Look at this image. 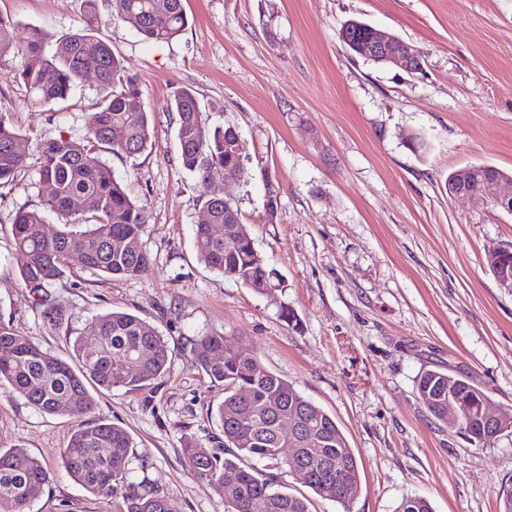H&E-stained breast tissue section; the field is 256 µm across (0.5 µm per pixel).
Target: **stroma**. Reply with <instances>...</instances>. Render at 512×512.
Here are the masks:
<instances>
[{
	"instance_id": "obj_1",
	"label": "stroma",
	"mask_w": 512,
	"mask_h": 512,
	"mask_svg": "<svg viewBox=\"0 0 512 512\" xmlns=\"http://www.w3.org/2000/svg\"><path fill=\"white\" fill-rule=\"evenodd\" d=\"M189 24L169 42L145 40L98 0L95 33L137 77L151 144L107 155L148 223L153 263L141 276L106 279L72 264L47 293L63 306L49 325L19 285L11 227L19 208L41 207L38 144L80 136L100 99L93 75L47 112L7 82L19 57L0 59V112L22 134L25 167L0 187V318L57 355L96 315L128 311L154 324L173 361L145 389L96 395L97 416L124 428L135 448L132 481H146L175 512H225L192 475L187 441L216 447L221 386L193 363L203 333L243 337L262 365L330 415L360 463L348 505L314 498L313 512H397L411 496L434 512H499L512 484V429L492 444L469 442L432 417L415 381L426 370L469 376L512 417V292L487 254L512 241V215L478 197L448 194V176L484 164L512 174V0H183ZM24 46L30 28L52 37L85 24V0H0ZM357 18L414 46L422 70L407 73L350 52L341 24ZM195 91L208 128L235 125L243 145L236 204L276 273L261 295L210 270L193 230L205 198L181 164L177 89ZM417 135L422 151L410 148ZM278 209L265 216L267 184ZM297 317L285 321L280 304ZM76 417L42 413L0 389V449L57 468ZM30 512H126L59 472Z\"/></svg>"
}]
</instances>
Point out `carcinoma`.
Instances as JSON below:
<instances>
[{"mask_svg": "<svg viewBox=\"0 0 512 512\" xmlns=\"http://www.w3.org/2000/svg\"><path fill=\"white\" fill-rule=\"evenodd\" d=\"M84 28L62 35L54 42L33 27L24 48L15 41L16 22L0 14V59L21 55L20 64L7 75L25 88L35 103L48 111L65 100L85 74L88 61L97 63L95 77L101 97L86 117L81 137L59 135L39 143L41 166L38 186L43 208L20 209L12 234L21 257L20 280L30 293L43 297L60 279L72 260L96 275L112 279L144 273L150 263L141 238L147 223L146 209L127 194L103 153L137 156L147 150L151 131L148 112L129 110L139 101L138 80L125 74L110 46L94 34L97 0H85ZM113 17L134 28L145 39L169 42L188 25L183 0H112ZM177 114L176 137L184 169L203 183L226 179L235 184L244 174L242 159L234 151L230 128L208 129L200 120L201 106L194 91L177 90L170 98ZM116 129L124 139L109 134ZM19 131L0 113V185L11 183L24 167L25 157L12 150ZM81 200L77 208L73 201ZM203 209L209 223L194 228L198 260L224 277L265 294L275 284V273L266 265L253 238L242 224L233 190L218 201L212 197ZM76 216L50 233L47 214ZM225 224L237 232L234 244H224L212 226ZM132 245L112 249L114 239ZM196 367L224 386V399L216 417L224 441L216 448L188 443L193 476L224 499L227 512H312L305 495L283 491L274 479L257 470L252 461L286 469L298 461L307 471L305 483L321 499L344 505L347 492L360 484V468L335 418L280 375L265 370L257 355L239 337L205 333L194 339ZM220 358L217 363L214 358ZM172 362L167 342L157 327L141 317L112 311L95 317L91 331L70 341L68 358L43 349L29 338L17 336L12 324L0 320V388L26 400L47 414L74 415L95 410L92 390L120 385L129 391L143 389L169 370ZM134 365V370L126 369ZM457 401L460 433L476 445H488L512 426V418L494 425L485 419L488 396L467 377L427 371L417 380L419 398L434 417L448 420V383ZM280 416H292L320 440L317 450L293 456L276 431ZM133 442L128 432L98 418L78 423L61 453V467L72 479L96 496H122L126 512H175L165 497L144 482L129 478ZM237 475L232 494L224 493V473ZM53 474L46 463L19 449L0 451V512H29L35 495ZM399 512H433L424 496L405 499Z\"/></svg>", "mask_w": 512, "mask_h": 512, "instance_id": "cac0c4a2", "label": "carcinoma"}]
</instances>
